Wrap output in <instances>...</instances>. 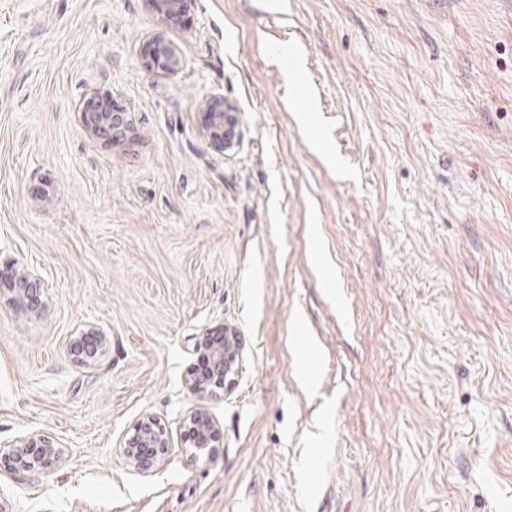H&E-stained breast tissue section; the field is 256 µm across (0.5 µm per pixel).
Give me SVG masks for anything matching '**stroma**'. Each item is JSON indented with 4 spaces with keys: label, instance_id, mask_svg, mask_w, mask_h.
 Masks as SVG:
<instances>
[{
    "label": "stroma",
    "instance_id": "obj_1",
    "mask_svg": "<svg viewBox=\"0 0 512 512\" xmlns=\"http://www.w3.org/2000/svg\"><path fill=\"white\" fill-rule=\"evenodd\" d=\"M286 3L0 0V264L48 297L23 316L0 284V448L63 449L0 476L12 512H512V0ZM93 87L128 137L80 125ZM219 325L242 372L201 402ZM145 414L173 444L147 477L121 457ZM181 63L182 59L175 45L161 35L153 38L152 47L147 58L149 68L175 75L179 72ZM205 130L208 139L215 147L226 149L232 140L235 127L238 126L237 112L223 98H211L205 103ZM88 338L95 342V346L91 349L85 348L84 340ZM77 346L71 344L70 350L72 355L84 364L90 365L94 363L101 354L107 343L105 333L94 325H89L87 329L76 340ZM222 332L221 334H214ZM196 350H204L212 362L214 377L209 379L198 376L209 373L210 361L207 355L198 357L195 373H191L185 380L188 391L200 399L217 398L219 390H229L234 384V378H230V369L240 361L242 356V341L236 333L230 332L224 326L218 329H207L196 342ZM182 424L188 426L187 437L192 447L200 452L215 448L219 430L203 408L190 410L184 416ZM0 451V475L17 472H50L62 458V448L50 437L29 434Z\"/></svg>",
    "mask_w": 512,
    "mask_h": 512
}]
</instances>
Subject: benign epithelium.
<instances>
[{
	"instance_id": "obj_1",
	"label": "benign epithelium",
	"mask_w": 512,
	"mask_h": 512,
	"mask_svg": "<svg viewBox=\"0 0 512 512\" xmlns=\"http://www.w3.org/2000/svg\"><path fill=\"white\" fill-rule=\"evenodd\" d=\"M153 9L165 21H173L181 16L190 0H150ZM182 59L175 45L163 36L153 38L149 51L148 67L169 75L179 72ZM103 93L97 89L88 93L79 105L77 112L84 129L91 135L105 140H113L133 127L128 110L111 100L103 107L100 100ZM205 130L210 143L226 149L238 126L237 112L224 99L212 98L205 103ZM10 278L11 302L15 308L27 313L42 315L47 309L44 300L46 289L39 275L31 271H17L12 267L0 269V281ZM107 343L105 333L90 325L70 346L72 355L84 364L94 363ZM195 348L204 351L212 362L214 376L207 379L194 373L185 380L188 391L200 399H212L218 391L232 388L234 379L230 369L240 361L242 341L239 336L224 327L206 330L196 342ZM188 427L187 437L192 447L203 452L215 447L219 430L215 422L202 408L190 410L183 418ZM172 448L171 437L165 426L151 415L138 419L133 437L122 448L126 468L139 475L147 476L164 460ZM62 448L50 437L42 434H29L10 445L6 452L0 451V475L17 472H50L60 462Z\"/></svg>"
}]
</instances>
